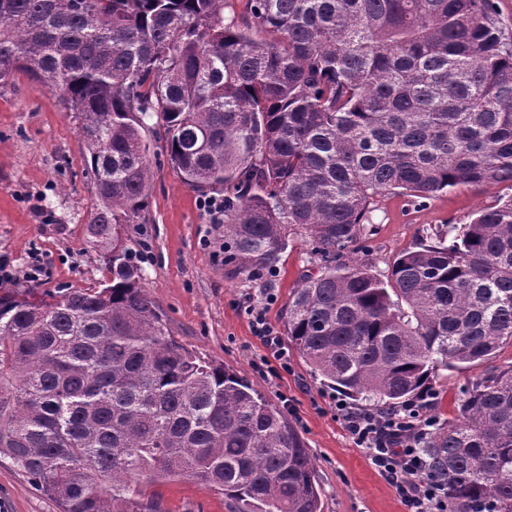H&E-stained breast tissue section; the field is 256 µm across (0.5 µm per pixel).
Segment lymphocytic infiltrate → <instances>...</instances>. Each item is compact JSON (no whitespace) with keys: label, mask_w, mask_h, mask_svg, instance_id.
Masks as SVG:
<instances>
[{"label":"lymphocytic infiltrate","mask_w":512,"mask_h":512,"mask_svg":"<svg viewBox=\"0 0 512 512\" xmlns=\"http://www.w3.org/2000/svg\"><path fill=\"white\" fill-rule=\"evenodd\" d=\"M432 396V391H425L417 401L387 413L358 409L343 400L336 403L345 431L358 447L368 450L407 512H446L441 487L423 476L426 461L420 443L434 425L425 413Z\"/></svg>","instance_id":"1"}]
</instances>
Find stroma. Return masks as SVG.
<instances>
[{
	"instance_id": "obj_1",
	"label": "stroma",
	"mask_w": 512,
	"mask_h": 512,
	"mask_svg": "<svg viewBox=\"0 0 512 512\" xmlns=\"http://www.w3.org/2000/svg\"><path fill=\"white\" fill-rule=\"evenodd\" d=\"M81 118L51 87L15 73L0 82V256L18 275L33 254L46 271L32 283L39 291L100 287L110 277L103 255L111 243L88 233L95 206L79 141ZM162 121L146 120L153 178L139 225L126 232L143 245V285L176 341L203 359L224 363L250 381L295 428L313 459L323 512H404L395 490L357 447L336 417L337 394L315 380L307 362L291 348L284 325L288 296L311 273L310 246L292 241L274 277L261 279L225 265L222 230L201 208L202 193L186 185L170 165L159 138ZM504 185L463 186L432 199L400 194L376 197L366 221L368 258L387 274L395 256L415 249L428 229L462 223L469 214L511 193ZM264 307L288 355L280 365L255 336L247 302ZM146 494L161 498L165 512H237L236 504L205 485L182 478L144 477ZM0 512H58L11 459L0 455Z\"/></svg>"
}]
</instances>
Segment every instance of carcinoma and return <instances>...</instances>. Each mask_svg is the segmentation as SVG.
<instances>
[{"mask_svg":"<svg viewBox=\"0 0 512 512\" xmlns=\"http://www.w3.org/2000/svg\"><path fill=\"white\" fill-rule=\"evenodd\" d=\"M0 0V81L22 71L81 116L112 236L103 288L0 294V453L60 512H163L144 475L199 482L238 512H322L310 453L245 378L176 342L122 226L170 164L224 190V264L267 274L313 244L289 343L321 384L374 411L512 343V195L428 233L387 275L363 248L371 201L512 188V32L494 0ZM448 512H512V363L460 391L421 444ZM109 484L110 496L103 485Z\"/></svg>","mask_w":512,"mask_h":512,"instance_id":"cac0c4a2","label":"carcinoma"}]
</instances>
